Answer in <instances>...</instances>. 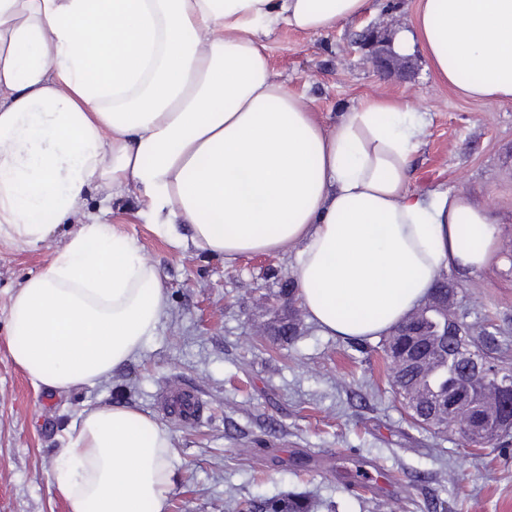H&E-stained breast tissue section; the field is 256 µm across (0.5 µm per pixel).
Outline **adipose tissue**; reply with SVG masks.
I'll return each instance as SVG.
<instances>
[{"label":"adipose tissue","instance_id":"obj_1","mask_svg":"<svg viewBox=\"0 0 512 512\" xmlns=\"http://www.w3.org/2000/svg\"><path fill=\"white\" fill-rule=\"evenodd\" d=\"M368 0H0V242L72 232L10 297L8 347L61 396L137 358L167 308L133 237L87 219L88 190L133 193L166 238L233 265L293 255L298 299L328 336L375 338L441 273L489 263L487 208L411 191L425 119L375 98L324 129L274 79L265 43L320 33ZM439 79L512 101V0H419L412 29ZM52 486L67 512H167L169 429L129 405L77 411Z\"/></svg>","mask_w":512,"mask_h":512}]
</instances>
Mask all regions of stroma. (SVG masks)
<instances>
[{
  "label": "stroma",
  "mask_w": 512,
  "mask_h": 512,
  "mask_svg": "<svg viewBox=\"0 0 512 512\" xmlns=\"http://www.w3.org/2000/svg\"><path fill=\"white\" fill-rule=\"evenodd\" d=\"M417 3L370 0L363 18L323 33L281 27L267 41L272 74L327 129L371 98H400L424 112L410 187L465 196L496 218L489 264L443 276L457 291L453 311L497 325L496 362L512 368V102L463 97L417 47L411 76L379 79L351 46L370 23L392 36L409 28ZM84 209L132 236L159 267L168 310L140 356L96 386L67 396L36 391L11 362L9 299L49 267L62 238L0 243V512H65L51 484L59 431L74 411L112 403L134 405L171 430L181 466L168 512H236V502L291 492L305 494L312 512H512V432L479 448L413 424L392 390L380 339L327 336L305 316L294 343L269 342L267 302L292 279V256H246L228 268L173 247L133 196L91 192ZM182 393L201 406L188 424L170 408Z\"/></svg>",
  "instance_id": "stroma-1"
}]
</instances>
